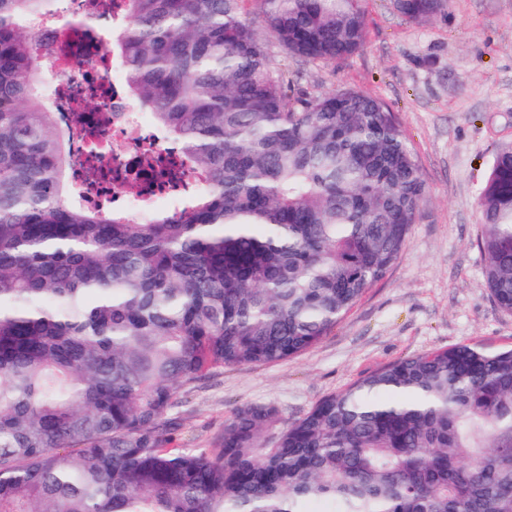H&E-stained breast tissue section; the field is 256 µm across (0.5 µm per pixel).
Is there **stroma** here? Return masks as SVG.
Listing matches in <instances>:
<instances>
[{"label":"stroma","mask_w":512,"mask_h":512,"mask_svg":"<svg viewBox=\"0 0 512 512\" xmlns=\"http://www.w3.org/2000/svg\"><path fill=\"white\" fill-rule=\"evenodd\" d=\"M364 49L336 64L287 56L256 26L291 97L347 87L382 101L411 143L428 187L400 259L333 331L288 360L213 371L180 398L181 445L211 450L247 403L281 420L397 359L461 344L512 346V314L485 286L477 202L495 147L512 142V0H446L422 22L365 0Z\"/></svg>","instance_id":"stroma-1"}]
</instances>
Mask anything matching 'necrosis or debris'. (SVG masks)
Wrapping results in <instances>:
<instances>
[{
  "label": "necrosis or debris",
  "instance_id": "1",
  "mask_svg": "<svg viewBox=\"0 0 512 512\" xmlns=\"http://www.w3.org/2000/svg\"><path fill=\"white\" fill-rule=\"evenodd\" d=\"M123 0H72L78 20L73 31L57 30L51 18H40L41 55L53 59L62 79L46 101L65 133L71 163L83 171L87 161L119 171L128 181L147 178V156L166 149L159 129H145L125 90L116 43L105 40L104 26L116 20ZM96 97L101 109L79 113L82 99Z\"/></svg>",
  "mask_w": 512,
  "mask_h": 512
}]
</instances>
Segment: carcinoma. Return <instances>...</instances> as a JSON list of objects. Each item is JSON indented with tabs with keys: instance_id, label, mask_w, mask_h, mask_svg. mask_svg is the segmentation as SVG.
Segmentation results:
<instances>
[{
	"instance_id": "cac0c4a2",
	"label": "carcinoma",
	"mask_w": 512,
	"mask_h": 512,
	"mask_svg": "<svg viewBox=\"0 0 512 512\" xmlns=\"http://www.w3.org/2000/svg\"><path fill=\"white\" fill-rule=\"evenodd\" d=\"M0 0V512H512V349L395 360L281 422L246 404L182 448L180 392L317 345L398 261L428 188L392 112L290 99L247 0H127L130 100L201 190L149 224L69 199L30 21ZM287 54L364 47V0H257ZM439 0H392L412 21ZM485 285L512 313V143L478 199Z\"/></svg>"
}]
</instances>
